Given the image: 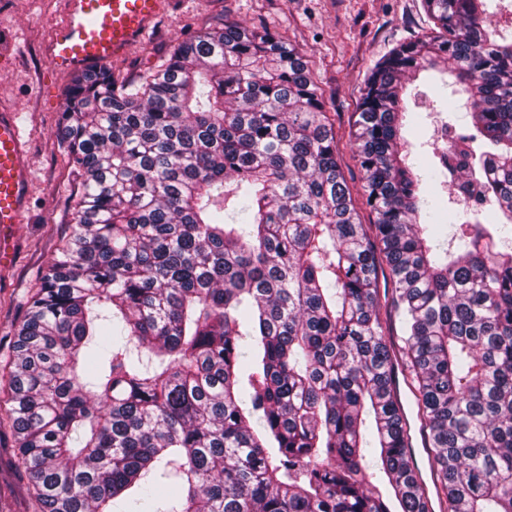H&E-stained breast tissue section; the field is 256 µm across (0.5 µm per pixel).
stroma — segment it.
<instances>
[{"label":"stroma","instance_id":"stroma-1","mask_svg":"<svg viewBox=\"0 0 512 512\" xmlns=\"http://www.w3.org/2000/svg\"><path fill=\"white\" fill-rule=\"evenodd\" d=\"M169 11L126 55L108 63L117 78L155 71L182 40L226 21L279 32L307 60L334 124L336 154L361 223L374 213L361 202L363 173L355 153L354 121L366 75L393 48L428 33L421 0H170ZM68 0H0V107L18 109L28 141L29 206L18 231L14 263L0 270V512H38L31 480L15 458L14 431L5 408V374L14 332L39 277L65 243L78 182L57 133L72 74L49 62L48 45L66 20ZM405 130L420 168L432 155L423 144L441 117L431 104L463 114L464 95L423 83Z\"/></svg>","mask_w":512,"mask_h":512}]
</instances>
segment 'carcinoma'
Listing matches in <instances>:
<instances>
[{
  "instance_id": "cac0c4a2",
  "label": "carcinoma",
  "mask_w": 512,
  "mask_h": 512,
  "mask_svg": "<svg viewBox=\"0 0 512 512\" xmlns=\"http://www.w3.org/2000/svg\"><path fill=\"white\" fill-rule=\"evenodd\" d=\"M422 2L432 33L361 92L368 228L307 63L277 32L226 22L137 80L73 81L71 232L7 363L40 512H431L398 351L441 512H512V40L488 0ZM441 66L473 129L425 142L446 208L401 134L407 84Z\"/></svg>"
}]
</instances>
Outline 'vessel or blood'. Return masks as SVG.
Wrapping results in <instances>:
<instances>
[{
  "label": "vessel or blood",
  "instance_id": "b4317fda",
  "mask_svg": "<svg viewBox=\"0 0 512 512\" xmlns=\"http://www.w3.org/2000/svg\"><path fill=\"white\" fill-rule=\"evenodd\" d=\"M169 0H68V17L49 46L65 72H93L124 56L168 9ZM28 144L16 116L0 113V265L14 244L5 231L22 223L29 196Z\"/></svg>",
  "mask_w": 512,
  "mask_h": 512
}]
</instances>
